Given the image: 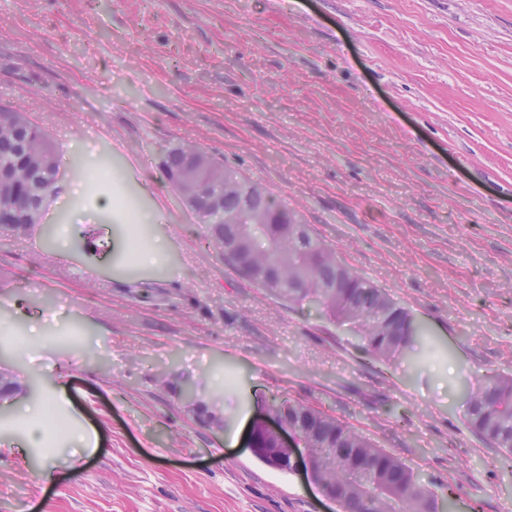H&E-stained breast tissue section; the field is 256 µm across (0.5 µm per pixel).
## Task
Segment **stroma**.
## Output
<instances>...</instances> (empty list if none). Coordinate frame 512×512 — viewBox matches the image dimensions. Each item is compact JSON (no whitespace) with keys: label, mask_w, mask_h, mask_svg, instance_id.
<instances>
[{"label":"stroma","mask_w":512,"mask_h":512,"mask_svg":"<svg viewBox=\"0 0 512 512\" xmlns=\"http://www.w3.org/2000/svg\"><path fill=\"white\" fill-rule=\"evenodd\" d=\"M0 105L50 134L60 172L40 224L0 230V370L21 386L0 512H338L247 448L271 394L354 427L451 512H512V466L465 421L468 392L512 373V0H0ZM188 143L425 336L368 360L203 247L162 172ZM127 206L154 213L163 264L122 249Z\"/></svg>","instance_id":"1"}]
</instances>
